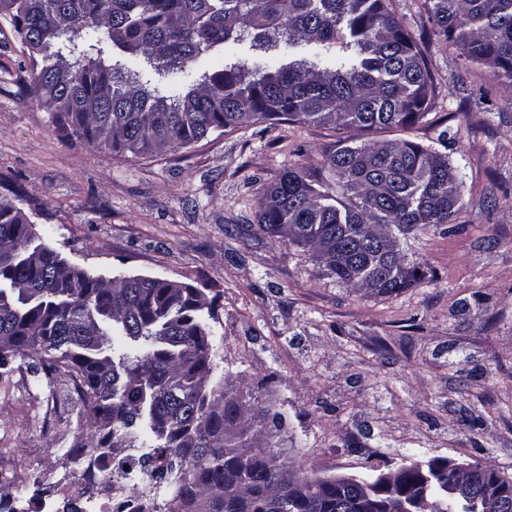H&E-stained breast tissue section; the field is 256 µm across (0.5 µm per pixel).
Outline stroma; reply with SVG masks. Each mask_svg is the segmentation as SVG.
Here are the masks:
<instances>
[{
  "instance_id": "1",
  "label": "stroma",
  "mask_w": 512,
  "mask_h": 512,
  "mask_svg": "<svg viewBox=\"0 0 512 512\" xmlns=\"http://www.w3.org/2000/svg\"><path fill=\"white\" fill-rule=\"evenodd\" d=\"M425 51L435 107L384 131L448 154L462 179L460 227L408 241L435 277L392 297L336 283L309 252L255 233L258 200L289 168L316 165L335 130L247 125L161 156H116L63 138L26 107L32 72L0 20V197L19 200L46 242L108 277L157 276L212 301V384L282 415L273 453L320 474L385 471L406 458L490 463L512 476V90L434 32L422 0H391ZM71 384L0 378V483L19 498L39 476L77 491L62 454L84 445Z\"/></svg>"
}]
</instances>
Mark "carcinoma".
<instances>
[{
	"label": "carcinoma",
	"mask_w": 512,
	"mask_h": 512,
	"mask_svg": "<svg viewBox=\"0 0 512 512\" xmlns=\"http://www.w3.org/2000/svg\"><path fill=\"white\" fill-rule=\"evenodd\" d=\"M389 0H0L32 61L29 103L65 137L117 155H161L214 131L299 121L336 130L317 166L290 168L264 190L257 226L313 251L326 275L367 288L402 264L403 241L431 227L453 231L462 182L448 155L371 134L423 122L435 104L423 50L392 17ZM438 33L471 63L512 88V0H424ZM260 50L251 64L189 67L228 44ZM303 44L310 57L280 66L264 53ZM389 231L394 251L370 237ZM426 279L417 268L376 292L397 296ZM200 290L150 276L105 277L71 264L0 198V375L26 370L54 391L72 383L78 414L92 423L83 478L112 469V495L147 498L154 512H347L334 476L286 461L255 460L240 485L225 484L254 426L227 429L240 405L210 387L213 366ZM410 462L398 488L421 485ZM292 468L312 487L299 501L274 486ZM451 476L431 481L436 512H475L482 480L465 503L448 497ZM170 490L159 497L158 490ZM387 497L374 475H352L349 493Z\"/></svg>",
	"instance_id": "carcinoma-1"
}]
</instances>
